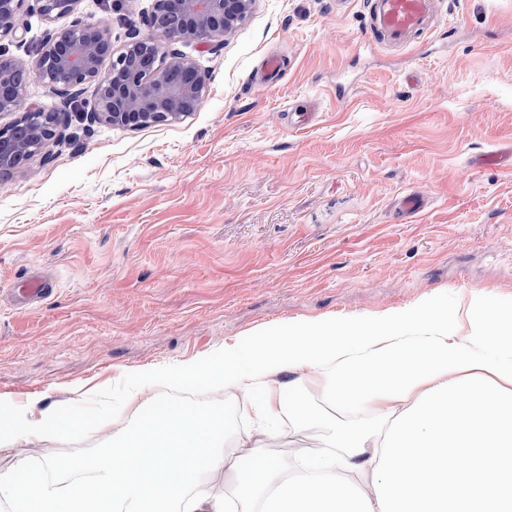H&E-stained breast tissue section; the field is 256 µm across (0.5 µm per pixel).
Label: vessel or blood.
<instances>
[{
    "mask_svg": "<svg viewBox=\"0 0 512 512\" xmlns=\"http://www.w3.org/2000/svg\"><path fill=\"white\" fill-rule=\"evenodd\" d=\"M437 0H365L373 42L406 48L426 35Z\"/></svg>",
    "mask_w": 512,
    "mask_h": 512,
    "instance_id": "obj_1",
    "label": "vessel or blood"
}]
</instances>
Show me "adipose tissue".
Masks as SVG:
<instances>
[{
    "label": "adipose tissue",
    "instance_id": "obj_1",
    "mask_svg": "<svg viewBox=\"0 0 512 512\" xmlns=\"http://www.w3.org/2000/svg\"><path fill=\"white\" fill-rule=\"evenodd\" d=\"M204 388L248 406L160 396ZM319 431L290 462L267 453L280 423ZM73 426L59 408L10 409L0 454ZM108 448L54 458L24 479L0 470L15 512H512V308L486 299L465 326L426 296L404 308L299 320L224 343L124 388ZM224 487L199 492L201 481Z\"/></svg>",
    "mask_w": 512,
    "mask_h": 512
}]
</instances>
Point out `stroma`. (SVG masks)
<instances>
[{
	"label": "stroma",
	"mask_w": 512,
	"mask_h": 512,
	"mask_svg": "<svg viewBox=\"0 0 512 512\" xmlns=\"http://www.w3.org/2000/svg\"><path fill=\"white\" fill-rule=\"evenodd\" d=\"M406 49L367 38L363 0H256L211 49L178 43L210 78L182 120L128 130L61 112L51 160L0 172V396L70 409L75 433L19 442L0 469L101 450L105 409L76 387L177 367L261 328L370 314L431 295L466 313L512 304V0H442ZM154 0H79L114 48ZM69 18L25 14L8 57L34 66ZM284 60L278 78L267 54ZM416 194L423 207L401 214ZM48 296L26 300L30 280Z\"/></svg>",
	"instance_id": "stroma-1"
}]
</instances>
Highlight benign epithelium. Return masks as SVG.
Returning a JSON list of instances; mask_svg holds the SVG:
<instances>
[{
    "instance_id": "benign-epithelium-1",
    "label": "benign epithelium",
    "mask_w": 512,
    "mask_h": 512,
    "mask_svg": "<svg viewBox=\"0 0 512 512\" xmlns=\"http://www.w3.org/2000/svg\"><path fill=\"white\" fill-rule=\"evenodd\" d=\"M78 0H0V40L13 37L21 16L36 12L45 20L71 16L70 26L47 34L31 74L51 92L67 100L86 84L95 85L97 109L92 119L132 130L180 121L209 95L206 73L196 63L170 49L175 42L220 45L250 15L254 0H155L143 20L149 28L120 50L112 46L110 27L76 15ZM111 58L110 68L102 67ZM24 65L0 58V112L18 115L15 123L27 127L22 136L13 126L0 128V169L14 168L21 157L46 152L58 138L59 112L33 106L26 81L17 77Z\"/></svg>"
}]
</instances>
